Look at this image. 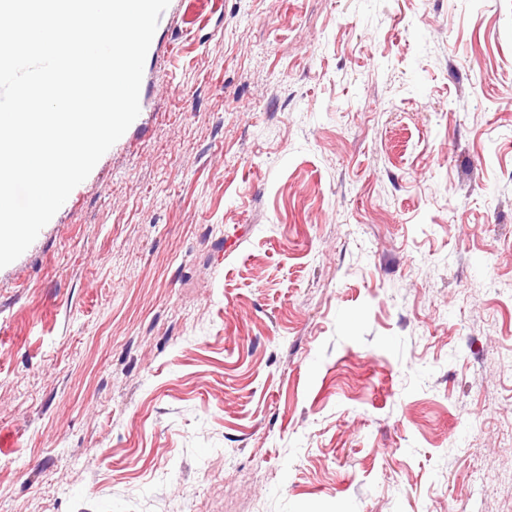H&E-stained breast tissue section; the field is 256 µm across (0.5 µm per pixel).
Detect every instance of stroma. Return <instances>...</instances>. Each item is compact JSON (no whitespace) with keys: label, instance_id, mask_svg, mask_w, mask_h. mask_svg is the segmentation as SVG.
<instances>
[{"label":"stroma","instance_id":"1","mask_svg":"<svg viewBox=\"0 0 512 512\" xmlns=\"http://www.w3.org/2000/svg\"><path fill=\"white\" fill-rule=\"evenodd\" d=\"M185 9L0 268V512H512V0Z\"/></svg>","mask_w":512,"mask_h":512}]
</instances>
